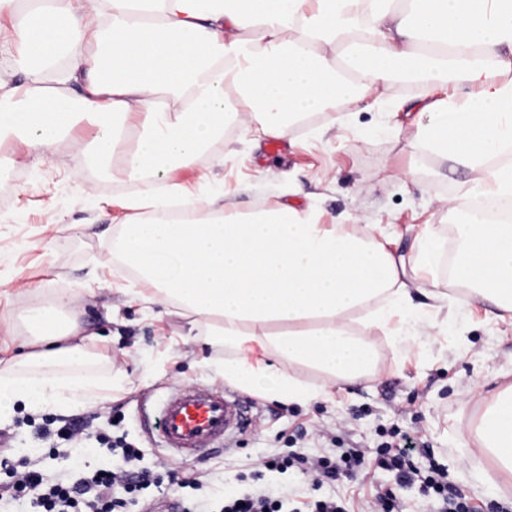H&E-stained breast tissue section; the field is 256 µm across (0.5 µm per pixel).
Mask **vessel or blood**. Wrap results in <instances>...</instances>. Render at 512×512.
Returning a JSON list of instances; mask_svg holds the SVG:
<instances>
[{"label":"vessel or blood","mask_w":512,"mask_h":512,"mask_svg":"<svg viewBox=\"0 0 512 512\" xmlns=\"http://www.w3.org/2000/svg\"><path fill=\"white\" fill-rule=\"evenodd\" d=\"M250 418L236 395L194 385L173 388L157 404L152 427L170 458L201 457L244 432Z\"/></svg>","instance_id":"b4317fda"}]
</instances>
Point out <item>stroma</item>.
Returning <instances> with one entry per match:
<instances>
[{
    "mask_svg": "<svg viewBox=\"0 0 512 512\" xmlns=\"http://www.w3.org/2000/svg\"><path fill=\"white\" fill-rule=\"evenodd\" d=\"M423 105L394 84L362 104L343 103L295 126L276 153L269 138L231 124L195 166L172 170L167 181L229 212L289 204L315 211L325 224H377L390 250L408 257L423 229L447 245V201L458 196L463 178L436 156L414 162L413 130L428 121ZM0 184L9 188L8 204H0V314L17 321L12 332H0V360L15 358L27 340L26 310L51 300L55 289L71 288L87 330L103 334L96 351L118 370L120 384L103 404L16 405L0 418L12 463L41 455L52 481L77 468L109 467L112 457L95 439L87 451L61 444L38 453L32 439L38 427L79 417L92 418L104 436L126 437L142 449L145 465L165 458L146 424L147 410L181 384L225 388L221 376L194 361L220 359L226 351L189 341L188 319L144 303L148 285L120 277L108 262L112 230L139 218L126 206L136 185L113 180L65 140L44 158L22 145L0 147ZM427 278L439 283L440 298L412 291L410 306L386 329L368 334L371 375L338 383L328 398L304 404L272 399L259 387L246 391L253 428L225 451L176 464L183 475H201L202 487L165 483L148 489V497L173 503L186 496L206 512H220L230 493L275 488L287 494L290 512H302L314 497L336 498L346 512H368L377 494L391 489L402 512H435L437 499L423 482L398 486L395 472L376 462L379 445L398 428L422 438L426 449L413 459L419 470L435 464L447 470L449 482L483 512L512 502V478L485 458L475 435L478 417L512 386V321L487 301L463 299L446 272L435 268ZM352 448L363 451V464L333 482L313 484L294 466H263L271 455L334 458Z\"/></svg>",
    "mask_w": 512,
    "mask_h": 512,
    "instance_id": "1",
    "label": "stroma"
}]
</instances>
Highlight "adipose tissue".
Returning a JSON list of instances; mask_svg holds the SVG:
<instances>
[{
	"mask_svg": "<svg viewBox=\"0 0 512 512\" xmlns=\"http://www.w3.org/2000/svg\"><path fill=\"white\" fill-rule=\"evenodd\" d=\"M15 48L40 65L0 93V146L45 150L94 127L78 151L113 179L141 183L126 205L147 213L112 234L109 259L151 285L150 302L229 350L202 361L225 381L248 390L268 373L244 353L254 343L324 377L308 387L277 373L273 398H323L373 362L346 315L375 304L385 324L415 286L377 224H324L289 205L232 214L187 194L182 207L198 221L157 222L166 199L154 185L194 166L231 118L282 138L294 118L361 103L403 77L422 78L426 93L452 88L428 104L414 145L472 174L457 202L454 280L512 312V224L470 205L512 202V0H0V53ZM73 295L27 311L31 349L0 367V414L19 402L111 400L112 373L95 370ZM476 432L511 477L512 387Z\"/></svg>",
	"mask_w": 512,
	"mask_h": 512,
	"instance_id": "ef3b65f1",
	"label": "adipose tissue"
}]
</instances>
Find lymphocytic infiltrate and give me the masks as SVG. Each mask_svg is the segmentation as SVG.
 <instances>
[{
  "instance_id": "lymphocytic-infiltrate-1",
  "label": "lymphocytic infiltrate",
  "mask_w": 512,
  "mask_h": 512,
  "mask_svg": "<svg viewBox=\"0 0 512 512\" xmlns=\"http://www.w3.org/2000/svg\"><path fill=\"white\" fill-rule=\"evenodd\" d=\"M118 456V468L85 474L75 484L48 481L39 461L24 463L15 470L9 483L0 485L4 498L29 501L36 512H124L129 500L139 499L142 512H148L150 500L141 496L143 490L162 481L179 487H200L201 478H179L167 462L154 467L143 466L140 449L117 440L109 447Z\"/></svg>"
}]
</instances>
